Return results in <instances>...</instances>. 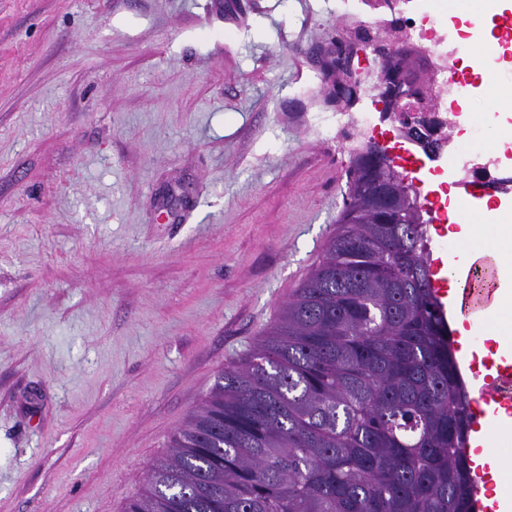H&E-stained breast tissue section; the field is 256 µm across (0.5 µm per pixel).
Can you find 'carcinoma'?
<instances>
[{
	"label": "carcinoma",
	"instance_id": "cac0c4a2",
	"mask_svg": "<svg viewBox=\"0 0 512 512\" xmlns=\"http://www.w3.org/2000/svg\"><path fill=\"white\" fill-rule=\"evenodd\" d=\"M367 142L338 228L125 512H474L470 396L419 206Z\"/></svg>",
	"mask_w": 512,
	"mask_h": 512
}]
</instances>
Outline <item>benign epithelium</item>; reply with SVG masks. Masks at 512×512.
Masks as SVG:
<instances>
[{
	"instance_id": "1",
	"label": "benign epithelium",
	"mask_w": 512,
	"mask_h": 512,
	"mask_svg": "<svg viewBox=\"0 0 512 512\" xmlns=\"http://www.w3.org/2000/svg\"><path fill=\"white\" fill-rule=\"evenodd\" d=\"M425 58L424 48L406 40L399 42L377 74V88L391 102L387 117L399 124L401 135L432 153L441 143L427 117L438 98L437 71L431 65L423 71L413 66L414 61Z\"/></svg>"
}]
</instances>
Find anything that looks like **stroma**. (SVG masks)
Returning a JSON list of instances; mask_svg holds the SVG:
<instances>
[{
  "label": "stroma",
  "instance_id": "35a3bbf8",
  "mask_svg": "<svg viewBox=\"0 0 512 512\" xmlns=\"http://www.w3.org/2000/svg\"><path fill=\"white\" fill-rule=\"evenodd\" d=\"M343 0H0V512H123L321 259Z\"/></svg>",
  "mask_w": 512,
  "mask_h": 512
}]
</instances>
